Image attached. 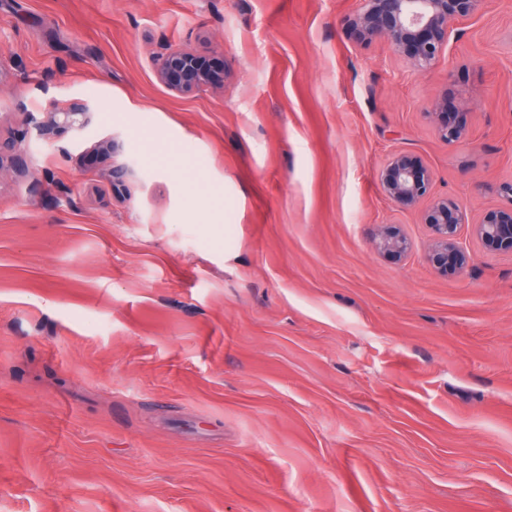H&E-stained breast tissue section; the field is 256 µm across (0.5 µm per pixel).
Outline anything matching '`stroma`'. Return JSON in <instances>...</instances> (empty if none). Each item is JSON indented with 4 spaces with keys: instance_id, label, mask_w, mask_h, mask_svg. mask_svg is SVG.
Here are the masks:
<instances>
[{
    "instance_id": "35a3bbf8",
    "label": "stroma",
    "mask_w": 512,
    "mask_h": 512,
    "mask_svg": "<svg viewBox=\"0 0 512 512\" xmlns=\"http://www.w3.org/2000/svg\"><path fill=\"white\" fill-rule=\"evenodd\" d=\"M360 7L0 0V127L100 107L0 174V512H512V254L470 228L512 205V0L426 72L357 41ZM172 48L223 89L160 85ZM399 152L468 215L455 276L382 189ZM448 108L447 98L442 97L435 103V111L429 112L434 119L441 139L446 143L459 141L466 131L467 113H457L453 119L448 118V112H441ZM95 112L97 107L86 100L54 102L44 112H23L24 125L43 139H55L66 133L81 139L93 125ZM119 144L111 136L103 137L96 144L98 153L105 161H109V176L112 183V191L122 194L126 190V182L134 174L133 166L127 161L117 162L115 160ZM374 247L385 256L400 261L412 250V243L396 224H383L374 238Z\"/></svg>"
}]
</instances>
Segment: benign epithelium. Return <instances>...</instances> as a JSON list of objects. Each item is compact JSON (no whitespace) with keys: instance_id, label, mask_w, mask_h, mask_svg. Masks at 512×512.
<instances>
[{"instance_id":"obj_1","label":"benign epithelium","mask_w":512,"mask_h":512,"mask_svg":"<svg viewBox=\"0 0 512 512\" xmlns=\"http://www.w3.org/2000/svg\"><path fill=\"white\" fill-rule=\"evenodd\" d=\"M360 10L349 18L350 30L362 42H387L404 55L419 71L431 69L449 49L451 33L463 20L481 14L485 0H361ZM156 80L178 96L224 87V68L206 57L182 49H169L155 62ZM447 97L435 103L431 113L441 139L459 141L466 131L467 114L448 117ZM97 107L86 100L54 102L44 112L24 113V124L43 139H55L70 133L83 138L93 125ZM119 144L106 136L96 144L102 159L110 162L112 191L123 193L126 182L134 174L128 161L115 160ZM26 160L13 137L0 135V172L20 171ZM386 196L401 209L418 207L431 194L434 175L419 157L395 153L379 173ZM423 223L430 229L426 261L441 276L454 275L466 268L471 256L458 243L461 227L468 223L466 214L446 197L432 200L422 213ZM472 234L484 249L512 253V205L485 212L471 224ZM375 249L400 261L412 250V243L396 224H383L374 238Z\"/></svg>"}]
</instances>
